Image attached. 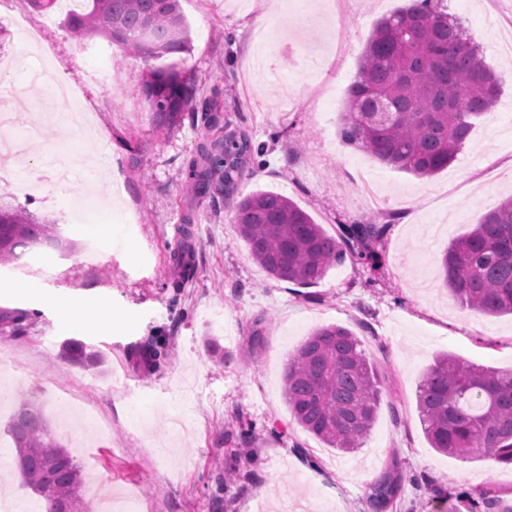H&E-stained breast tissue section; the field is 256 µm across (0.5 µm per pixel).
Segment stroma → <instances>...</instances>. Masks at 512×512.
<instances>
[{
	"mask_svg": "<svg viewBox=\"0 0 512 512\" xmlns=\"http://www.w3.org/2000/svg\"><path fill=\"white\" fill-rule=\"evenodd\" d=\"M302 11L277 0H181L191 49L172 56L196 96L208 100L214 127L191 115L158 128L141 86L149 65L114 57L103 36L84 38L55 26L22 67L0 71V98H25L33 115L50 99L37 78L41 62L74 83L83 126L61 140L31 136L27 161L36 187L14 203L56 220L60 207L87 199L93 216L118 221L117 241L85 264L98 235L88 223L58 226L62 243L0 265V348L22 362L0 368V398L43 411L81 469L79 494L97 512L95 489L109 482L115 503L136 493L148 512H371L368 487L398 470L404 490L396 512H448L465 490H512V465L437 453L423 432L417 386L438 354L512 368V316L488 317L452 299L440 260L450 242L512 196V0H446L501 80L495 108L476 118L448 169L425 178L383 164L340 136L346 91L359 72L378 20L405 0H303ZM43 10L0 0V50L21 51L13 24ZM275 34L274 77L294 85L289 111L270 99L255 68L260 31ZM246 132L263 150L238 185L244 196L283 194L328 235L354 220L386 227L378 263L348 258L315 285L272 278L250 258L234 227V201L200 199L184 169L205 138ZM189 248L194 271L177 280L173 254ZM51 296L38 306L34 295ZM82 307V326L65 330L58 301ZM112 311L111 325L97 320ZM351 329L382 389L361 448L327 447L291 417L283 374L315 328ZM76 340L105 362L85 368L63 358ZM54 380L100 410L112 431L71 430L50 411ZM9 418L0 417V494L25 507L9 451Z\"/></svg>",
	"mask_w": 512,
	"mask_h": 512,
	"instance_id": "35a3bbf8",
	"label": "stroma"
}]
</instances>
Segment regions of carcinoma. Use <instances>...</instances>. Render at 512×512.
<instances>
[{
	"label": "carcinoma",
	"instance_id": "carcinoma-1",
	"mask_svg": "<svg viewBox=\"0 0 512 512\" xmlns=\"http://www.w3.org/2000/svg\"><path fill=\"white\" fill-rule=\"evenodd\" d=\"M444 0H408L371 31L359 76L347 93L340 134L345 143L381 163L418 177L448 168L468 140L473 120L491 111L500 96L498 78ZM78 35L100 34L146 61L189 51L188 24L180 0H92L68 12ZM142 94L160 127L185 112L206 113L173 65L154 67ZM255 152L251 137L230 132L197 147L186 174L199 198L235 195ZM234 224L250 256L270 276L302 287L318 283L350 255L373 260L372 245L385 232L373 222H354L340 239L295 202L257 190L235 206ZM57 225L23 212L0 196V261L19 260L36 245H54ZM443 283L460 304L484 315H512V198L485 213L452 241L441 260ZM61 355L80 365L104 363L101 354L69 341ZM283 394L294 420L327 445L349 453L361 447L381 400V388L361 341L350 329L329 324L313 331L289 361ZM417 408L431 447L449 456L512 465V369L474 366L443 353L419 382ZM10 435L21 483L46 512H85L81 470L41 410L15 412ZM398 475L383 474L369 486L372 512L396 506ZM512 512L498 494L475 500L454 497L450 512Z\"/></svg>",
	"mask_w": 512,
	"mask_h": 512
}]
</instances>
